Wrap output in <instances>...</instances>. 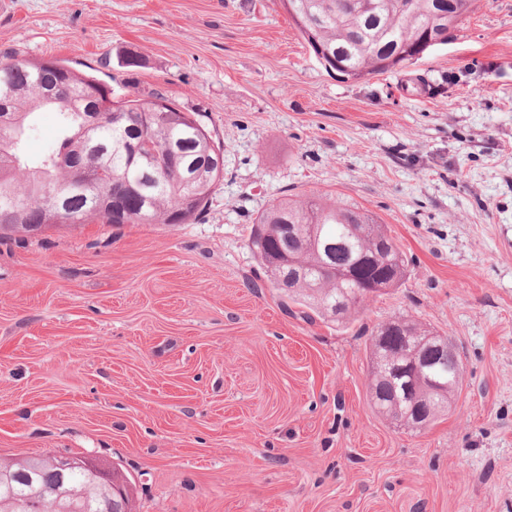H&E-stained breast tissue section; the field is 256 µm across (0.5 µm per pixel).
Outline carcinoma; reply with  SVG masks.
<instances>
[{"instance_id": "cac0c4a2", "label": "carcinoma", "mask_w": 512, "mask_h": 512, "mask_svg": "<svg viewBox=\"0 0 512 512\" xmlns=\"http://www.w3.org/2000/svg\"><path fill=\"white\" fill-rule=\"evenodd\" d=\"M299 21L295 25L328 71L341 62V76L361 80L411 63L441 44L470 13L476 0H353L349 12L336 0H288ZM110 89L97 77L56 60H20L0 64V101L16 115L14 126H0V237L15 234L19 224H41L42 201L65 187L73 163H80L92 187L71 192L64 218L72 224L100 220L104 224H188L206 206L224 169L216 165L221 151L196 112L169 106L162 115L145 117L151 103L129 100L109 111L124 116L119 123L102 116L96 125L87 116L98 111ZM58 114L56 147L38 160L25 151V141L39 112ZM171 147L180 157L176 167L148 169L142 160ZM112 194V210L97 208L92 195ZM267 279L283 296L307 307L322 321L345 326L357 319L364 301L402 284L406 258L385 225L356 204L326 195L304 201L284 197L254 221L249 238ZM293 266L279 264L283 255ZM433 331L406 316L391 326L377 324L367 349L368 397L379 415L395 419L394 397L401 380L379 363L382 353L401 363L407 347ZM388 346L380 347V338ZM456 363L445 361L434 377L454 381ZM452 397L430 398L425 414L430 426L448 410ZM59 457L0 461V512H132L130 479L112 468L105 480L92 469L77 467L59 480ZM124 494L113 492V485Z\"/></svg>"}]
</instances>
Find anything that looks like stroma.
Listing matches in <instances>:
<instances>
[{"instance_id": "stroma-1", "label": "stroma", "mask_w": 512, "mask_h": 512, "mask_svg": "<svg viewBox=\"0 0 512 512\" xmlns=\"http://www.w3.org/2000/svg\"><path fill=\"white\" fill-rule=\"evenodd\" d=\"M50 58L198 113L224 179L190 224L0 239V459L120 466L134 512H512V0L358 81L282 0H12L0 62ZM321 193L408 259L344 328L283 299L249 247L273 201ZM399 315L464 367L417 432L367 400L369 332Z\"/></svg>"}]
</instances>
